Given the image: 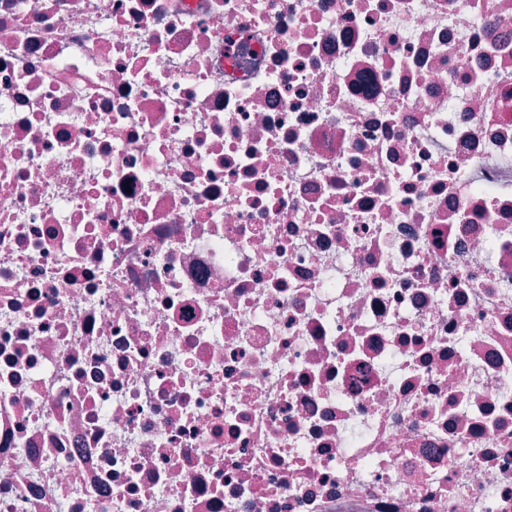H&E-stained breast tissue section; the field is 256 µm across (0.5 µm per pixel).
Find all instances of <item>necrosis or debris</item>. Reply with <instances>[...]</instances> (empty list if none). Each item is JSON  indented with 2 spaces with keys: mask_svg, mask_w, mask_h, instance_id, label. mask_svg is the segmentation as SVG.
I'll return each instance as SVG.
<instances>
[{
  "mask_svg": "<svg viewBox=\"0 0 512 512\" xmlns=\"http://www.w3.org/2000/svg\"><path fill=\"white\" fill-rule=\"evenodd\" d=\"M0 512H512V0H0Z\"/></svg>",
  "mask_w": 512,
  "mask_h": 512,
  "instance_id": "4bbe7bcc",
  "label": "necrosis or debris"
}]
</instances>
